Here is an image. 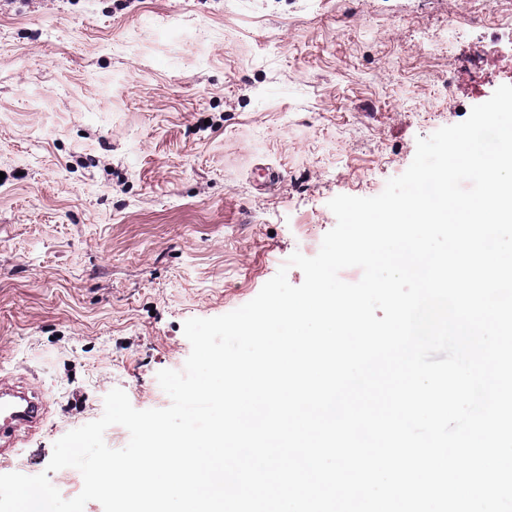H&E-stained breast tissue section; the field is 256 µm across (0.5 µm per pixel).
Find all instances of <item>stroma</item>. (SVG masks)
<instances>
[{"mask_svg":"<svg viewBox=\"0 0 512 512\" xmlns=\"http://www.w3.org/2000/svg\"><path fill=\"white\" fill-rule=\"evenodd\" d=\"M0 0V378L46 405L0 474L45 471L112 389L163 409L183 324L252 300L417 138L512 73L452 85L482 4ZM463 24L449 38V14ZM265 166L279 177L256 187ZM46 472V471H45Z\"/></svg>","mask_w":512,"mask_h":512,"instance_id":"stroma-1","label":"stroma"}]
</instances>
